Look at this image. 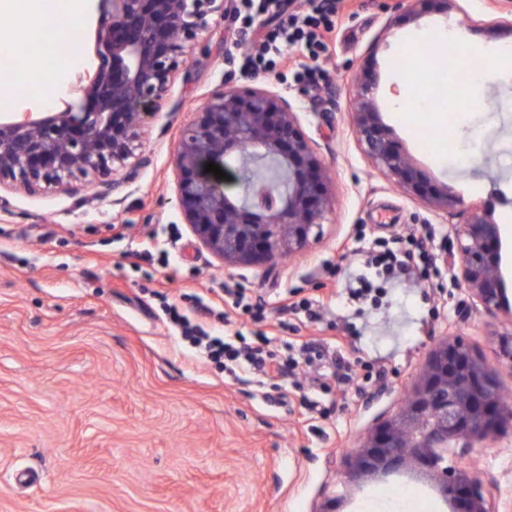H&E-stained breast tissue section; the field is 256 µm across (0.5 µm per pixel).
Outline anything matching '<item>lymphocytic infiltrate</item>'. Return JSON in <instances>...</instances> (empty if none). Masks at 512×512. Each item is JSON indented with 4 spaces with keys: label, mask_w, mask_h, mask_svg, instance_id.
I'll return each instance as SVG.
<instances>
[{
    "label": "lymphocytic infiltrate",
    "mask_w": 512,
    "mask_h": 512,
    "mask_svg": "<svg viewBox=\"0 0 512 512\" xmlns=\"http://www.w3.org/2000/svg\"><path fill=\"white\" fill-rule=\"evenodd\" d=\"M306 10L293 9L291 0H240L242 27L239 42L246 49L241 54L240 70L253 77L273 76L278 62L287 58L289 49L304 52L307 61L298 77L316 82L319 59L326 49L325 38L336 26L338 0H305ZM386 280L397 281L412 271L429 273L434 261L422 240L413 238L407 249H384L373 255ZM171 325L203 357L223 364L227 373L244 371L256 374L258 384H265L271 373L313 370L318 380L334 377L341 369V351L345 339L337 336L324 342L316 338L299 343L287 337L260 336L252 345L239 335H218L180 312L176 306L167 310Z\"/></svg>",
    "instance_id": "1"
}]
</instances>
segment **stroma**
Wrapping results in <instances>:
<instances>
[{
	"instance_id": "35a3bbf8",
	"label": "stroma",
	"mask_w": 512,
	"mask_h": 512,
	"mask_svg": "<svg viewBox=\"0 0 512 512\" xmlns=\"http://www.w3.org/2000/svg\"><path fill=\"white\" fill-rule=\"evenodd\" d=\"M239 19L209 20L186 69L174 77L160 117L139 139L123 185L100 196L90 183L29 196L0 192V512H320L332 496L359 512L386 487L429 492L413 472L346 482L342 458L376 423L394 415L430 348L461 332L490 363L512 333V317L463 305L448 261L449 227L479 209L500 227L503 285L512 300V170L506 157L470 168L473 148L500 142L498 115L512 109V61L478 87L477 107L454 117L455 136L428 149L416 126L397 119V61L405 42L444 28L472 49L512 47V26L488 0H339V23L321 58L324 80L298 82L293 67L268 87L295 100L301 125L331 174L334 211L303 254L274 265L224 269L181 210L172 152L180 127L197 119L222 83L243 85L226 62ZM377 80L376 110L414 166L460 205L451 216L393 188L357 146L351 122L356 76ZM431 225L439 270L387 287L375 305L338 299L324 322L294 318L300 335L360 337L347 359L384 365L383 386L363 395L333 389L327 417L309 414L283 374L275 387L253 374L228 380L170 327L164 302L194 314L197 298L247 288L266 302L254 321L230 313L205 326L273 331L281 295L325 298L363 265L358 235L404 239ZM499 512H512V428L476 443L466 458Z\"/></svg>"
}]
</instances>
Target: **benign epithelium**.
I'll use <instances>...</instances> for the list:
<instances>
[{"label":"benign epithelium","mask_w":512,"mask_h":512,"mask_svg":"<svg viewBox=\"0 0 512 512\" xmlns=\"http://www.w3.org/2000/svg\"><path fill=\"white\" fill-rule=\"evenodd\" d=\"M96 62L58 100L0 119V186L29 195L53 186L66 191L91 173L106 196L111 177L134 156L147 107L170 90L188 65L187 43L224 18L231 0H93ZM299 109L264 86L223 84L204 101L201 118L183 126L173 155L179 204L201 242L226 268L273 263L318 240L333 210L330 176L305 135ZM362 153L388 181L448 213L459 202L414 170L378 119L374 82H356L354 112ZM237 162L242 191L205 171ZM452 266L469 302L488 313L504 309L499 225L472 210L450 226ZM512 426L499 368L454 335L429 351L397 413L346 453L345 477L414 469L424 473L453 512H494L476 471L455 457Z\"/></svg>","instance_id":"obj_1"}]
</instances>
